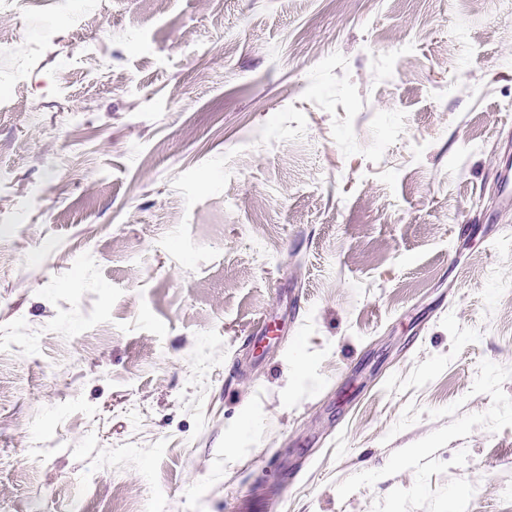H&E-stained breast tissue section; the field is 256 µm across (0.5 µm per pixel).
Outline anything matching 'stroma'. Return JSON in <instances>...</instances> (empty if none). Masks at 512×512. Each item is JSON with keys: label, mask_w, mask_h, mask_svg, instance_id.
I'll use <instances>...</instances> for the list:
<instances>
[{"label": "stroma", "mask_w": 512, "mask_h": 512, "mask_svg": "<svg viewBox=\"0 0 512 512\" xmlns=\"http://www.w3.org/2000/svg\"><path fill=\"white\" fill-rule=\"evenodd\" d=\"M0 36V512H512V0Z\"/></svg>", "instance_id": "35a3bbf8"}]
</instances>
